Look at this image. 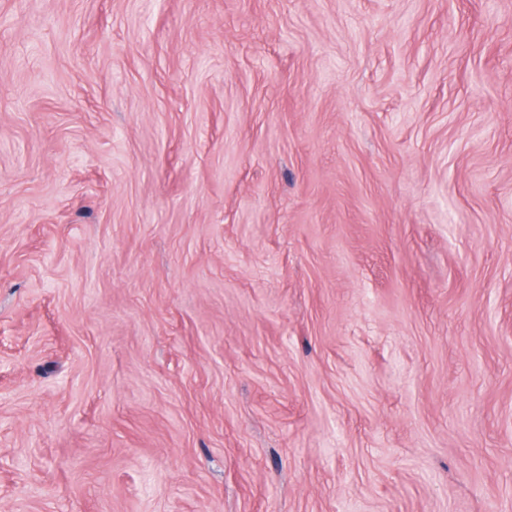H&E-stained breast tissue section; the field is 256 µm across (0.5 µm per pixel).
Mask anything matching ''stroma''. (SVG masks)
Masks as SVG:
<instances>
[{
  "label": "stroma",
  "instance_id": "1",
  "mask_svg": "<svg viewBox=\"0 0 512 512\" xmlns=\"http://www.w3.org/2000/svg\"><path fill=\"white\" fill-rule=\"evenodd\" d=\"M0 512H512V0H0Z\"/></svg>",
  "mask_w": 512,
  "mask_h": 512
}]
</instances>
